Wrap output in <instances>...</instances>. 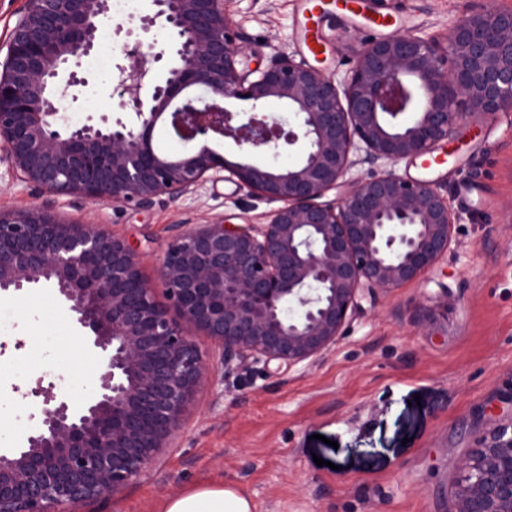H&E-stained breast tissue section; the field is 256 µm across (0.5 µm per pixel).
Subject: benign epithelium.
<instances>
[{
  "instance_id": "7a95c632",
  "label": "benign epithelium",
  "mask_w": 512,
  "mask_h": 512,
  "mask_svg": "<svg viewBox=\"0 0 512 512\" xmlns=\"http://www.w3.org/2000/svg\"><path fill=\"white\" fill-rule=\"evenodd\" d=\"M231 2L152 0L141 28L172 33L175 61L158 75L156 43L124 49L111 82L118 111L133 113L125 120L61 124V101L85 84L75 71L61 75L94 49L109 0H24L0 43V165L20 181L149 208L228 177L276 204L265 224L178 225L159 266L175 318L122 237L47 205L0 209V294L53 290L96 366L77 401L52 382L31 390L39 422L24 446L0 451V512H67L140 479L211 370L195 331L221 348L225 377L322 360L362 298L420 280L452 244L455 215L440 185L394 166L434 153L475 117L512 112L511 6L467 10L441 39L364 40L339 84L284 50L239 67L248 38ZM230 99L251 108L235 111ZM271 100L291 125L265 113ZM161 125L180 153L156 147ZM224 138L254 156L293 146L299 159L281 169L233 162L208 147ZM363 163L377 170L347 180ZM460 470L449 512H512V424L476 437Z\"/></svg>"
}]
</instances>
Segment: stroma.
Here are the masks:
<instances>
[{"label":"stroma","instance_id":"35a3bbf8","mask_svg":"<svg viewBox=\"0 0 512 512\" xmlns=\"http://www.w3.org/2000/svg\"><path fill=\"white\" fill-rule=\"evenodd\" d=\"M484 0H401L390 14L399 31L441 37L464 6ZM304 0H234L249 39V66L277 49L343 81L352 50L378 38L363 16L333 8L319 26L325 49L301 41ZM150 0L111 15L102 36L106 67L81 58L88 80L67 115L81 121L111 110L110 77L124 45L168 47L164 29L142 30ZM435 182L456 216L447 255L417 282L363 299L344 337L316 365L274 378L226 380L212 369L183 427L149 474L117 498L72 512H160L193 487L242 486L254 512H450L459 465L476 435L512 422V112L471 121L453 152L437 150L395 166ZM52 206L62 219L125 237L142 253L141 271L165 302L158 268L180 224H262L270 204L228 180L142 209L41 192L0 167V208ZM0 296V448L24 440L39 405L30 391L54 382L79 398L94 376L70 317L49 294Z\"/></svg>","mask_w":512,"mask_h":512}]
</instances>
